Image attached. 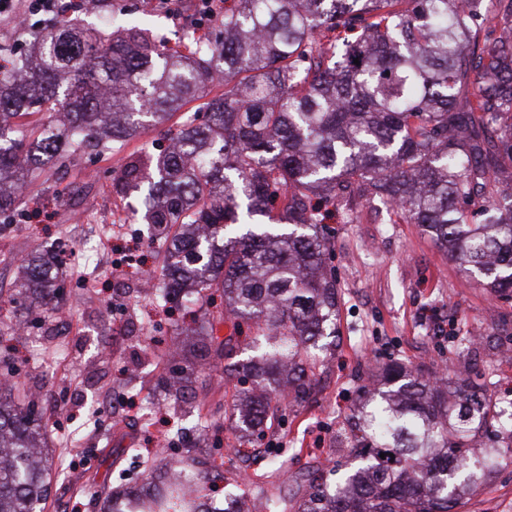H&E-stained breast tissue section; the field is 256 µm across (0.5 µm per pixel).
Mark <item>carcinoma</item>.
<instances>
[{"mask_svg":"<svg viewBox=\"0 0 512 512\" xmlns=\"http://www.w3.org/2000/svg\"><path fill=\"white\" fill-rule=\"evenodd\" d=\"M224 0L211 39L170 47L135 13L79 25L62 11L32 32L23 75L0 70V224L25 189L78 154L121 151L147 122L182 116L163 149L130 153L112 178L140 192L166 258L155 288L201 303L192 333L231 359L217 326L251 325L259 355L236 409L252 434L274 424L272 401L305 402L319 354L336 344L340 294L318 205L368 194L422 230L468 279L512 298V0ZM359 64H354V59ZM224 83L213 96L208 87ZM189 110H184L187 105ZM58 256L21 259L11 300L52 313ZM224 294V310L209 307ZM190 376L168 391L186 402ZM333 466L303 476L286 510L458 512L493 471L475 449L512 439L493 396L459 372L432 380L391 359L347 417ZM48 422L0 393V512H37L48 469L34 450ZM385 457H380V454ZM132 499L112 512H213L179 480L165 450L146 457Z\"/></svg>","mask_w":512,"mask_h":512,"instance_id":"carcinoma-1","label":"carcinoma"}]
</instances>
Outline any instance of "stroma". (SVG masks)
<instances>
[{
	"mask_svg": "<svg viewBox=\"0 0 512 512\" xmlns=\"http://www.w3.org/2000/svg\"><path fill=\"white\" fill-rule=\"evenodd\" d=\"M128 3L142 9L145 29L169 45L181 42L185 21L153 0H113V7ZM163 141V129L149 128L122 152H106L92 162L74 156L64 171L35 181L20 204L22 216L5 231L9 245L0 251V300L17 291L16 259L49 248L86 206H96L97 223L112 225L139 208L136 197L113 193L112 178L126 154ZM331 211L330 265L341 291L338 347L319 364L310 399L283 407L279 422L265 433L263 446L280 449L285 463L277 471L264 459L227 455L241 434L234 420H224L219 429L211 424L212 414L229 408L236 391L237 380L225 373L223 360L189 347L163 356L142 342L145 334L172 333L161 305L147 298L132 305L125 295L142 272L155 269L161 249L149 240L143 219L122 224L114 241L116 250L136 256L135 265L103 274L93 296L84 297L74 263H64L58 315L69 332L65 344L46 346L57 356L51 372H42L31 346L43 336L47 318L21 311L0 319L6 331L0 337V374H13L14 395L48 420L49 456L68 453L66 469L51 473L45 512H100L102 484L122 470L141 479L142 469L128 450L153 447L158 428L131 422L123 405L128 392L155 402L158 417L180 419L201 449L200 460L223 458L217 490L245 494L250 512H262L254 475L266 474L267 488L283 496L301 494L295 477L328 457L358 390L379 363L402 359L439 375L468 370L501 408L512 407V301L466 279L419 225L378 213L368 198L337 202ZM173 371L193 379L191 415L156 385L159 376ZM463 512H512V461L475 489Z\"/></svg>",
	"mask_w": 512,
	"mask_h": 512,
	"instance_id": "1",
	"label": "stroma"
}]
</instances>
